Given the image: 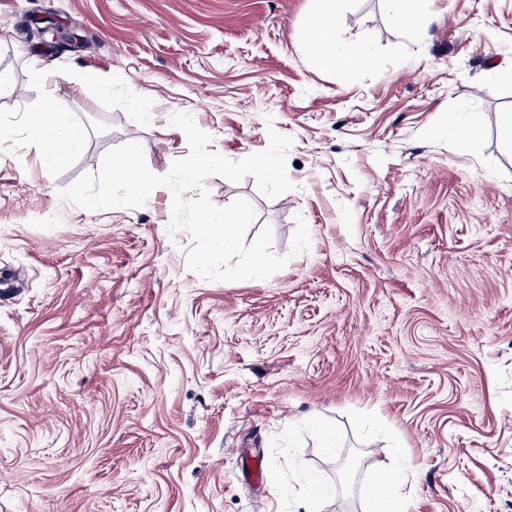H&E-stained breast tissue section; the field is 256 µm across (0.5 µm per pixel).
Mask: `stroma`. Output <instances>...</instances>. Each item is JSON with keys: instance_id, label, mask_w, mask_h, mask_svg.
<instances>
[{"instance_id": "stroma-1", "label": "stroma", "mask_w": 512, "mask_h": 512, "mask_svg": "<svg viewBox=\"0 0 512 512\" xmlns=\"http://www.w3.org/2000/svg\"><path fill=\"white\" fill-rule=\"evenodd\" d=\"M428 7L339 0L352 73L309 59L307 0H0V512H365L401 466L404 512H512V0ZM49 98L83 132L50 162ZM177 113L234 161L293 137V190L205 181L271 227L270 278L189 271L168 188L60 198L129 142L167 173ZM392 14L411 31L419 32L431 22L425 0H388Z\"/></svg>"}]
</instances>
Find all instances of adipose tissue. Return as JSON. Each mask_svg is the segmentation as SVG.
Here are the masks:
<instances>
[{"mask_svg":"<svg viewBox=\"0 0 512 512\" xmlns=\"http://www.w3.org/2000/svg\"><path fill=\"white\" fill-rule=\"evenodd\" d=\"M308 15L305 23L309 40L307 53L316 62L322 60L347 61L351 64H365L367 55L358 45L337 50L330 29L336 23V0H308ZM31 136L43 146L48 158H55L62 147L78 141L82 132L54 116L53 102H46L44 108L29 125Z\"/></svg>","mask_w":512,"mask_h":512,"instance_id":"adipose-tissue-1","label":"adipose tissue"}]
</instances>
